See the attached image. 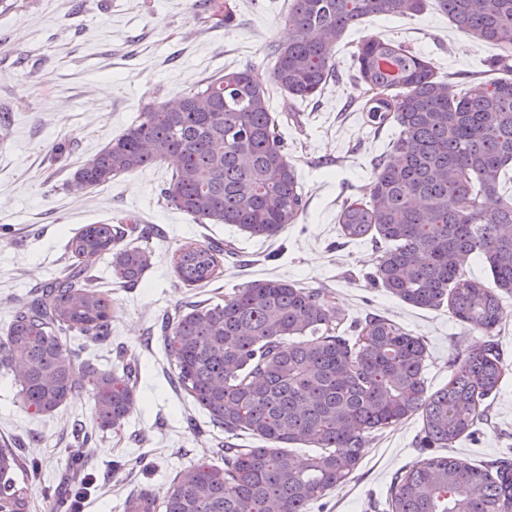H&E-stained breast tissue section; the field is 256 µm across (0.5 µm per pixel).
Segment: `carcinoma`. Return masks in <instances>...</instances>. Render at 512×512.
<instances>
[{"label": "carcinoma", "instance_id": "cac0c4a2", "mask_svg": "<svg viewBox=\"0 0 512 512\" xmlns=\"http://www.w3.org/2000/svg\"><path fill=\"white\" fill-rule=\"evenodd\" d=\"M427 0H290L285 43L272 46L273 78L290 101L313 100L336 77L337 46L371 15L412 17ZM455 27L509 51L503 76L476 95L461 94L407 47L369 38L353 53L367 87L369 123L398 130L373 162L366 196L345 200L337 214L346 240L371 237L387 247L368 280L400 300L448 313L462 327L492 336L512 295V195L503 196L512 164V0H436ZM164 163L166 204L197 224H232L251 237L276 239L298 222L306 200L266 88L250 69L212 76L197 91L146 106L131 126L67 182L71 191ZM148 239L134 215L115 224H86L66 245L78 264L16 309L0 340V366L20 370L27 410L50 414L85 393L98 429L120 431L137 406L136 363L117 352L101 368L78 360L74 332L112 336L108 293L93 265L111 257L112 279L133 288L153 250L121 245ZM225 244L191 239L173 253L176 278L202 288L223 273ZM479 261L492 282L466 277ZM171 382L214 427L262 442L224 443V465L199 460L159 496L142 489L125 512H309L357 471L371 435L422 417L420 444L453 448L488 421L505 375L503 352L490 339L450 361L451 375L433 391L424 376L425 343L379 315L347 320L327 288L258 279L224 299L187 301L160 324ZM85 439L74 437L68 482L57 502L76 512L89 484ZM314 449L303 464L288 446ZM38 464L16 442L0 441V512H28ZM385 512H512V458L472 465L433 454L398 471Z\"/></svg>", "mask_w": 512, "mask_h": 512}]
</instances>
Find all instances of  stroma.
<instances>
[{
  "label": "stroma",
  "instance_id": "1",
  "mask_svg": "<svg viewBox=\"0 0 512 512\" xmlns=\"http://www.w3.org/2000/svg\"><path fill=\"white\" fill-rule=\"evenodd\" d=\"M232 24L205 0H0V108L12 114L0 136V334L30 293L72 263L64 244L87 224L138 215L160 234L152 265L134 288L111 287L112 269L96 264L110 286L112 338L84 339L80 359L105 362L126 351L138 364V404L119 433L89 443L84 452L96 481L85 512H123L137 490L164 492L195 461H220L223 429L193 434L188 418L205 414L178 394L157 324L191 298L224 296L256 279L279 278L305 288L331 289L348 317L385 316L421 338L429 353L431 388L447 383L448 362L482 346L486 338L464 329L447 310L409 305L367 279L377 260L374 242L342 239L336 215L346 198L365 194L371 161L385 153L396 130H374L359 106L366 88L356 81L352 54L369 36L401 44L431 62L440 78L462 91L483 88L494 73L496 46L459 31L429 0L412 17L374 15L348 30L337 48V80L317 98L288 104L273 80L272 44L286 40L289 0H229ZM250 68L267 87L273 114L293 109L297 122L281 132L307 200L299 223L278 239L251 237L229 224H197L160 197L171 178L157 163L113 178L85 193L66 184L78 165L121 135L154 96L197 90L226 69ZM66 142V158L53 157ZM234 241L238 255L224 261L220 280L197 290L182 287L173 271L176 246L190 238ZM496 340L507 365L487 423L455 455L477 464L512 449V298L503 302ZM9 369L0 367V438L19 442L41 467L29 512H50L45 490L57 491L66 475L75 426H90L86 395L53 413L35 415L18 394ZM422 422L377 432L354 478L311 512H370L384 503L393 474L423 456Z\"/></svg>",
  "mask_w": 512,
  "mask_h": 512
}]
</instances>
